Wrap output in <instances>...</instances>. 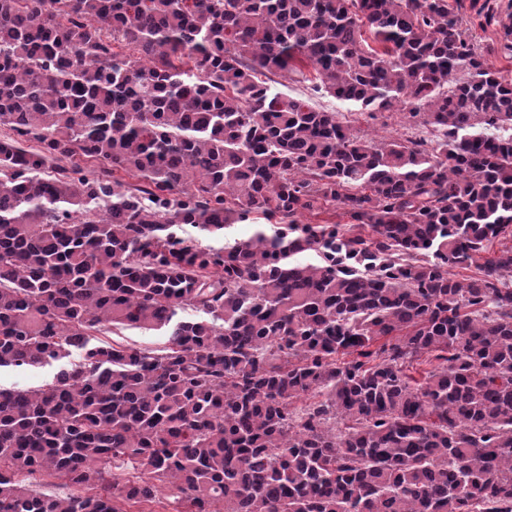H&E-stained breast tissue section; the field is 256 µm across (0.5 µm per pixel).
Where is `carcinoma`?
Returning <instances> with one entry per match:
<instances>
[{"label":"carcinoma","mask_w":512,"mask_h":512,"mask_svg":"<svg viewBox=\"0 0 512 512\" xmlns=\"http://www.w3.org/2000/svg\"><path fill=\"white\" fill-rule=\"evenodd\" d=\"M506 18L0 0V369L59 363L0 386V512H512V81L473 34ZM308 69L433 140L267 77ZM330 202L353 223H298ZM274 78L286 87H281L288 94L302 98L308 101L309 105L317 110H336L345 115L343 121H349L350 125L367 130L373 136L384 139L406 138L412 135L429 139L431 137L430 131L422 126H415L406 115L395 106L389 111L377 113L375 119H371L367 114H360L359 112H347V110L338 104L333 98L322 96L310 90L309 83H296L288 79L287 75L274 76ZM310 98V100H309ZM56 366H45L35 371L14 370L5 373V380L10 383H18L22 386L42 385L52 380Z\"/></svg>","instance_id":"cac0c4a2"}]
</instances>
